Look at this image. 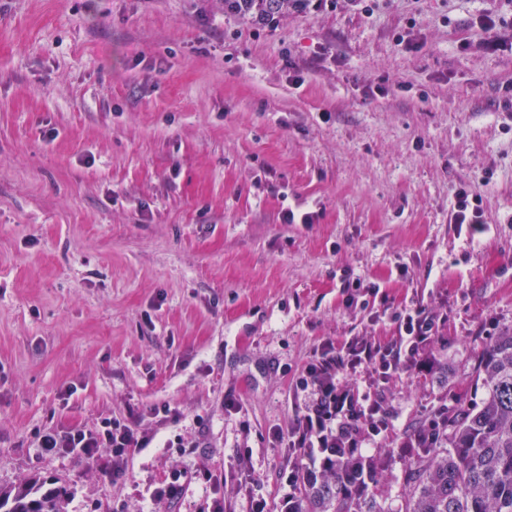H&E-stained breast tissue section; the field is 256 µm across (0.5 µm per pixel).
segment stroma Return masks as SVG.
I'll return each mask as SVG.
<instances>
[{
  "label": "stroma",
  "mask_w": 512,
  "mask_h": 512,
  "mask_svg": "<svg viewBox=\"0 0 512 512\" xmlns=\"http://www.w3.org/2000/svg\"><path fill=\"white\" fill-rule=\"evenodd\" d=\"M501 6L334 0L260 24L219 0H0V486L40 477L67 512H278L307 463L279 438L302 370L394 340L416 303L448 321L389 383L376 454L469 393L512 328V54L475 22ZM462 182L492 227L472 241L448 222ZM162 404L179 421L119 477L36 447Z\"/></svg>",
  "instance_id": "1"
}]
</instances>
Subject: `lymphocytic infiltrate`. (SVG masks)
Here are the masks:
<instances>
[{
    "instance_id": "1",
    "label": "lymphocytic infiltrate",
    "mask_w": 512,
    "mask_h": 512,
    "mask_svg": "<svg viewBox=\"0 0 512 512\" xmlns=\"http://www.w3.org/2000/svg\"><path fill=\"white\" fill-rule=\"evenodd\" d=\"M451 223L467 225L470 233L488 229L482 199L462 183L454 190ZM398 335L383 345L354 336L340 346H327L309 363L296 386L307 403L288 430L292 448H359L375 444L389 429L385 386L395 376L425 368L427 351L445 324V314L416 304L396 313ZM156 429L142 427L140 416L102 419L92 428L44 429L38 436L42 454H67L101 462L105 472L120 475L132 449L146 448Z\"/></svg>"
}]
</instances>
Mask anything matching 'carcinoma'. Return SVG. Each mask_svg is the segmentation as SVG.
<instances>
[{
	"label": "carcinoma",
	"instance_id": "cac0c4a2",
	"mask_svg": "<svg viewBox=\"0 0 512 512\" xmlns=\"http://www.w3.org/2000/svg\"><path fill=\"white\" fill-rule=\"evenodd\" d=\"M299 0H224L244 19L285 15ZM478 400L457 397L445 412L448 433L415 429L405 458L400 507H386L381 478L387 460L352 448H324L313 469L295 468L294 512H512V329L484 343L470 366ZM0 512H65L58 490L37 480L0 488Z\"/></svg>",
	"mask_w": 512,
	"mask_h": 512
}]
</instances>
